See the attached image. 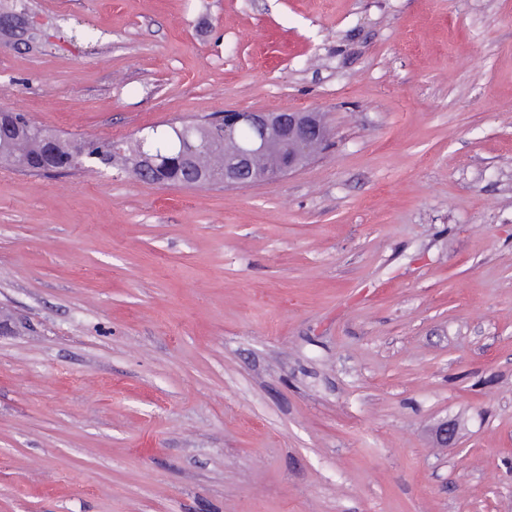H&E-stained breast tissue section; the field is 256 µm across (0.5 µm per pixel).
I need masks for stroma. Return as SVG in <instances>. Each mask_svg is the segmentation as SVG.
Instances as JSON below:
<instances>
[{
	"label": "stroma",
	"instance_id": "obj_1",
	"mask_svg": "<svg viewBox=\"0 0 512 512\" xmlns=\"http://www.w3.org/2000/svg\"><path fill=\"white\" fill-rule=\"evenodd\" d=\"M7 15L0 110L64 136L331 145L245 187L0 166V512H512V0Z\"/></svg>",
	"mask_w": 512,
	"mask_h": 512
}]
</instances>
